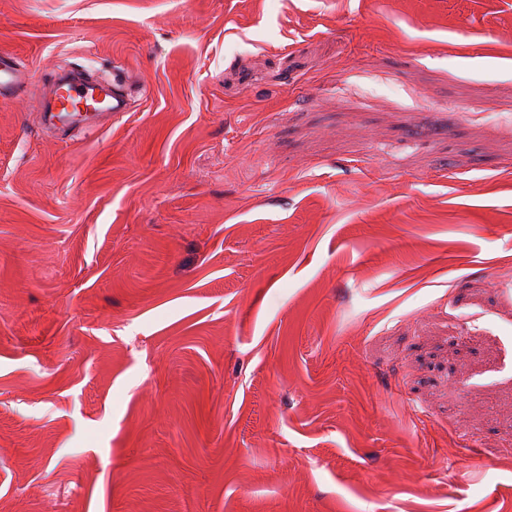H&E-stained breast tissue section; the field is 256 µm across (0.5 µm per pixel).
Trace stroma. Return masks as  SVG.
<instances>
[{
	"label": "stroma",
	"mask_w": 512,
	"mask_h": 512,
	"mask_svg": "<svg viewBox=\"0 0 512 512\" xmlns=\"http://www.w3.org/2000/svg\"><path fill=\"white\" fill-rule=\"evenodd\" d=\"M0 512H512V0H0ZM123 74L93 131L57 74ZM30 83L27 70L22 69L12 53L0 50V104L11 105L22 100ZM59 85H62L60 91L52 97L47 105L46 116L48 121L81 124L87 123L90 118L96 119L99 115L93 114L87 117H78L75 110H81L82 106H93L99 103L100 99L110 98L111 105L109 109L112 112H124L127 107L126 97L118 87H113L112 92L94 91L80 79L63 76L60 78ZM108 93V95H107Z\"/></svg>",
	"instance_id": "obj_1"
}]
</instances>
